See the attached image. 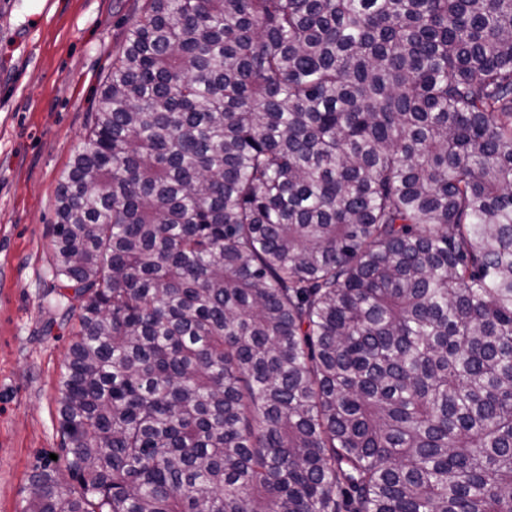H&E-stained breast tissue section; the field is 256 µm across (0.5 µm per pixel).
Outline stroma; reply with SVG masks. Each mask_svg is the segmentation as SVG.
Wrapping results in <instances>:
<instances>
[{"mask_svg": "<svg viewBox=\"0 0 512 512\" xmlns=\"http://www.w3.org/2000/svg\"><path fill=\"white\" fill-rule=\"evenodd\" d=\"M143 3L0 0V512H22L33 464L60 444L77 321L51 273L56 194Z\"/></svg>", "mask_w": 512, "mask_h": 512, "instance_id": "obj_1", "label": "stroma"}]
</instances>
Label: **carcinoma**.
<instances>
[{
  "instance_id": "obj_1",
  "label": "carcinoma",
  "mask_w": 512,
  "mask_h": 512,
  "mask_svg": "<svg viewBox=\"0 0 512 512\" xmlns=\"http://www.w3.org/2000/svg\"><path fill=\"white\" fill-rule=\"evenodd\" d=\"M51 270L24 512H512V0H145Z\"/></svg>"
}]
</instances>
